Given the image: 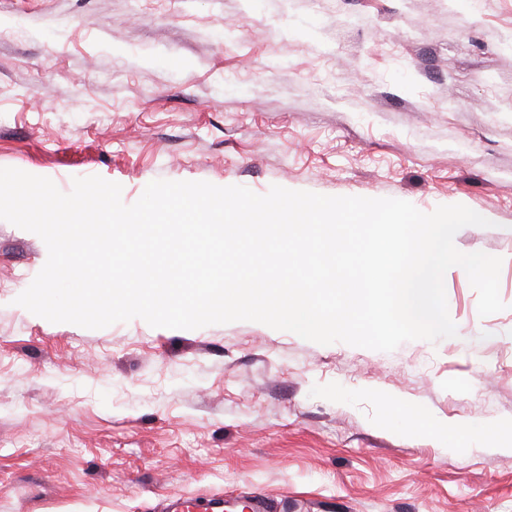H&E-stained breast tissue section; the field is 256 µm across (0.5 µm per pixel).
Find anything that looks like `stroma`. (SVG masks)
I'll list each match as a JSON object with an SVG mask.
<instances>
[{
  "mask_svg": "<svg viewBox=\"0 0 512 512\" xmlns=\"http://www.w3.org/2000/svg\"><path fill=\"white\" fill-rule=\"evenodd\" d=\"M0 167L462 204L506 305L449 269L457 336L390 352L86 329L16 305L47 248L0 220V512H512V0H0Z\"/></svg>",
  "mask_w": 512,
  "mask_h": 512,
  "instance_id": "1",
  "label": "stroma"
}]
</instances>
